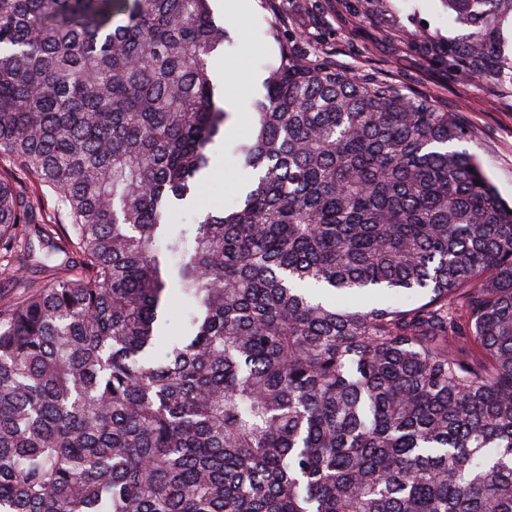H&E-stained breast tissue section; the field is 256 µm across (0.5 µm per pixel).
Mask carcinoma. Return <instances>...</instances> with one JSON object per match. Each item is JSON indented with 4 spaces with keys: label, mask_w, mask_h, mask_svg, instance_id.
Masks as SVG:
<instances>
[{
    "label": "carcinoma",
    "mask_w": 512,
    "mask_h": 512,
    "mask_svg": "<svg viewBox=\"0 0 512 512\" xmlns=\"http://www.w3.org/2000/svg\"><path fill=\"white\" fill-rule=\"evenodd\" d=\"M499 2L446 0L454 64ZM224 40L210 0H0V512H512V207L459 116L284 39L238 204L172 224Z\"/></svg>",
    "instance_id": "cac0c4a2"
}]
</instances>
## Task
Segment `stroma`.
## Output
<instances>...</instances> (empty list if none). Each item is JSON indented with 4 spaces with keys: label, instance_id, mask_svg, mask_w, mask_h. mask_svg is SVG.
<instances>
[{
    "label": "stroma",
    "instance_id": "stroma-1",
    "mask_svg": "<svg viewBox=\"0 0 512 512\" xmlns=\"http://www.w3.org/2000/svg\"><path fill=\"white\" fill-rule=\"evenodd\" d=\"M253 11L222 13L227 34L224 51L209 61L213 74H225L221 96L247 113L265 92L263 83L278 56L276 33L292 35L301 52H319L337 70L392 84L408 97L425 96L441 112H455L469 131L460 149L476 155L504 200H512V0H500L501 24L488 32L492 52L479 67L496 71L487 81L448 63V50L467 44L472 30L444 0H255ZM251 121L232 125L226 140L216 141L219 156L201 180L195 211H220L231 204L245 178L225 163L224 144L244 141Z\"/></svg>",
    "mask_w": 512,
    "mask_h": 512
}]
</instances>
